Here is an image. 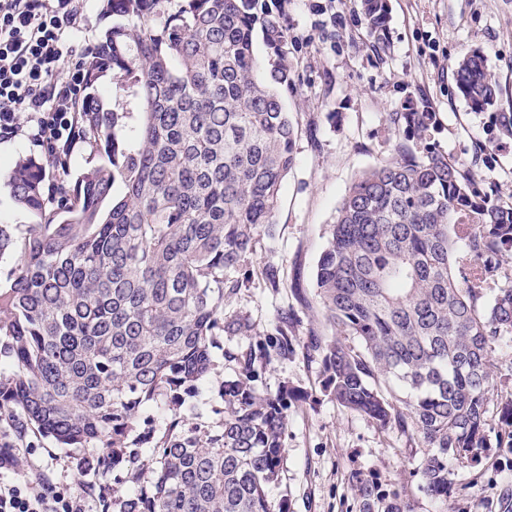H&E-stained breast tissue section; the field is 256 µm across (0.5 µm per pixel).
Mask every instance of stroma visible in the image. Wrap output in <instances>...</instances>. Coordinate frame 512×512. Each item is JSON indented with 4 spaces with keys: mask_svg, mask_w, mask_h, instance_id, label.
Here are the masks:
<instances>
[{
    "mask_svg": "<svg viewBox=\"0 0 512 512\" xmlns=\"http://www.w3.org/2000/svg\"><path fill=\"white\" fill-rule=\"evenodd\" d=\"M314 0H278L285 13L289 64L296 86L284 98L298 129L296 160L285 181L275 238L262 239L244 266L254 279L224 310L247 318L255 334L282 321L296 344L285 358L265 366L260 390L288 386L303 392L288 404V436L279 477L269 490L287 500L288 512H384L399 501L403 512H512V429L498 407H490L491 445L474 463L456 464V485L447 502L419 492L414 469L420 450L403 435L380 429L374 420L338 407L324 388L318 363L306 355L312 336L331 335L324 312L313 300L317 262L336 211L364 171L395 156L399 142L388 113L405 103L437 116L433 139L450 158L472 164L495 194L512 198V141L490 135L491 111H476L460 95L456 62L478 49L498 86L493 111L512 112V0H388L387 34L372 50L355 0H334L344 23H324ZM25 137L0 144V215L7 223H33L7 185L18 157H40ZM280 272L267 287L261 272ZM235 362L216 358L198 384L191 422L215 424L218 391L234 379ZM10 442L24 463V478L78 486L91 473L76 467L75 451L37 434L17 432L0 419V443Z\"/></svg>",
    "mask_w": 512,
    "mask_h": 512,
    "instance_id": "obj_1",
    "label": "stroma"
}]
</instances>
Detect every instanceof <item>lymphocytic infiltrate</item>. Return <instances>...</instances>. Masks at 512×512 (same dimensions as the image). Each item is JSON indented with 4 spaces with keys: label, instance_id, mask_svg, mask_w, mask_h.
I'll return each mask as SVG.
<instances>
[{
    "label": "lymphocytic infiltrate",
    "instance_id": "1",
    "mask_svg": "<svg viewBox=\"0 0 512 512\" xmlns=\"http://www.w3.org/2000/svg\"><path fill=\"white\" fill-rule=\"evenodd\" d=\"M88 0H0V142L23 135L39 147L53 182L47 202L75 146L86 101L83 62L92 44L76 42ZM17 455L0 447V512H90L87 500L16 475Z\"/></svg>",
    "mask_w": 512,
    "mask_h": 512
}]
</instances>
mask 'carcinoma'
Instances as JSON below:
<instances>
[{"mask_svg": "<svg viewBox=\"0 0 512 512\" xmlns=\"http://www.w3.org/2000/svg\"><path fill=\"white\" fill-rule=\"evenodd\" d=\"M167 2L108 0L128 23L85 61L82 120L104 163L62 181L51 205L44 163L20 157L9 173L36 223L17 233L0 221V258L12 259L0 285V409L63 448L100 449L93 471L112 483L102 512H288L267 487L301 394L254 386L263 364L293 351L280 323L226 353L238 371L217 425L182 413L219 338L252 335L224 300L249 287L251 276L231 273L274 236L296 159L284 16L258 0H183L173 13ZM387 14L386 0H361L374 48ZM258 32L280 56L269 69ZM109 70L114 89L102 83ZM455 72L472 109L495 104L482 52ZM116 90L141 114L134 129L103 108ZM387 122L397 156L351 185L319 257L314 297L335 335L308 353L338 406L422 448L417 488L445 500L448 460L490 446L489 356L512 335V201L430 141L436 113L411 107ZM490 132L512 138V112L492 113Z\"/></svg>", "mask_w": 512, "mask_h": 512, "instance_id": "cac0c4a2", "label": "carcinoma"}]
</instances>
